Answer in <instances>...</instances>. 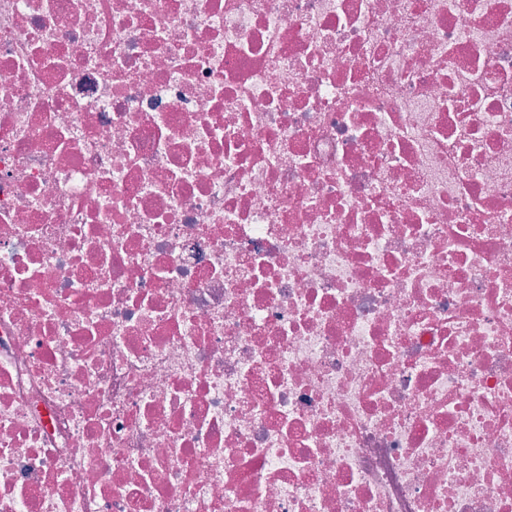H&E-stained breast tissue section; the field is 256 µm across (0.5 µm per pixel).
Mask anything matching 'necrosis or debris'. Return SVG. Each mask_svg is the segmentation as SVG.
Here are the masks:
<instances>
[{"label":"necrosis or debris","mask_w":512,"mask_h":512,"mask_svg":"<svg viewBox=\"0 0 512 512\" xmlns=\"http://www.w3.org/2000/svg\"><path fill=\"white\" fill-rule=\"evenodd\" d=\"M0 512H512V0H0Z\"/></svg>","instance_id":"1"}]
</instances>
